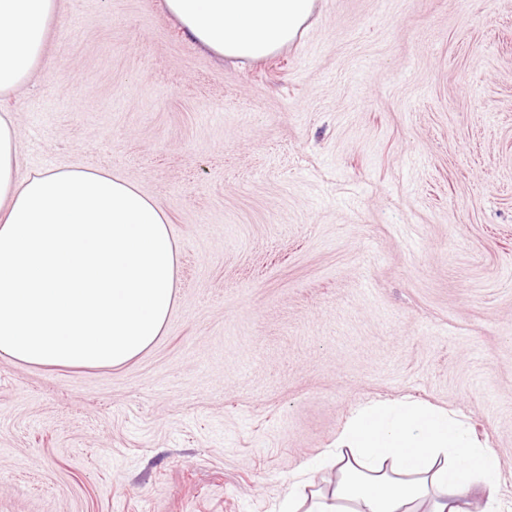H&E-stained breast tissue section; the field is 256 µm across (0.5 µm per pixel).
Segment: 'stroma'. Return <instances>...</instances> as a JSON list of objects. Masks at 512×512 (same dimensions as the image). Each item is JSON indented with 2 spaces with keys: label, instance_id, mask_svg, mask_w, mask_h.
Masks as SVG:
<instances>
[{
  "label": "stroma",
  "instance_id": "obj_1",
  "mask_svg": "<svg viewBox=\"0 0 512 512\" xmlns=\"http://www.w3.org/2000/svg\"><path fill=\"white\" fill-rule=\"evenodd\" d=\"M2 111L21 174L151 199L178 272L124 365L0 356V512H278L370 400L461 415L512 512V0H315L256 63L63 0Z\"/></svg>",
  "mask_w": 512,
  "mask_h": 512
}]
</instances>
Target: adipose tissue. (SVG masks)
I'll return each instance as SVG.
<instances>
[{"label":"adipose tissue","mask_w":512,"mask_h":512,"mask_svg":"<svg viewBox=\"0 0 512 512\" xmlns=\"http://www.w3.org/2000/svg\"><path fill=\"white\" fill-rule=\"evenodd\" d=\"M315 0H165L195 41L257 62L291 43ZM61 0H0V96L41 61ZM177 250L165 213L105 171L18 175L12 113H0V355L43 366H117L162 333ZM295 476L285 512H494L496 451L450 413L420 403L359 406L334 448Z\"/></svg>","instance_id":"obj_1"}]
</instances>
